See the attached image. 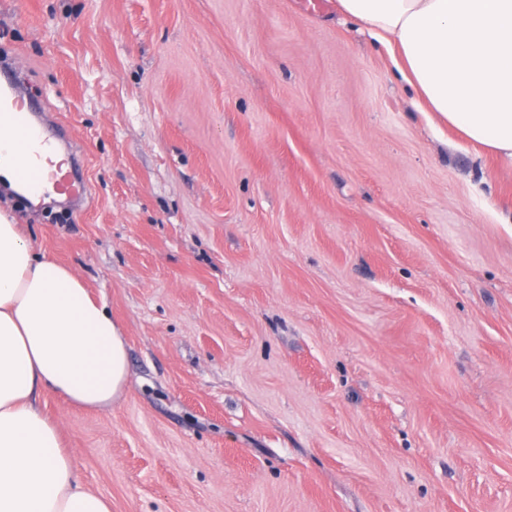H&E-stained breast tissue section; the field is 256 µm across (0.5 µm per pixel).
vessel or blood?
Here are the masks:
<instances>
[{"label": "vessel or blood", "mask_w": 512, "mask_h": 512, "mask_svg": "<svg viewBox=\"0 0 512 512\" xmlns=\"http://www.w3.org/2000/svg\"><path fill=\"white\" fill-rule=\"evenodd\" d=\"M13 81L8 73L0 72V112L10 115V140L16 161L14 174L20 185L37 195L48 187L68 189L69 184L60 171L46 169L42 163L54 145L43 128L34 122L32 111L20 103L12 91Z\"/></svg>", "instance_id": "obj_1"}]
</instances>
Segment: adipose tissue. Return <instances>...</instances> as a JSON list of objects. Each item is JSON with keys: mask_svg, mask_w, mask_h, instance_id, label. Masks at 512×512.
<instances>
[{"mask_svg": "<svg viewBox=\"0 0 512 512\" xmlns=\"http://www.w3.org/2000/svg\"><path fill=\"white\" fill-rule=\"evenodd\" d=\"M383 36L422 111L512 161V0H338ZM129 373L124 336L69 265L38 253L0 211V512H112L80 479L52 393L106 410Z\"/></svg>", "mask_w": 512, "mask_h": 512, "instance_id": "adipose-tissue-1", "label": "adipose tissue"}]
</instances>
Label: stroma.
<instances>
[{"mask_svg":"<svg viewBox=\"0 0 512 512\" xmlns=\"http://www.w3.org/2000/svg\"><path fill=\"white\" fill-rule=\"evenodd\" d=\"M81 210L0 193L126 339L52 394L112 512H512V164L337 0H0Z\"/></svg>","mask_w":512,"mask_h":512,"instance_id":"1","label":"stroma"}]
</instances>
